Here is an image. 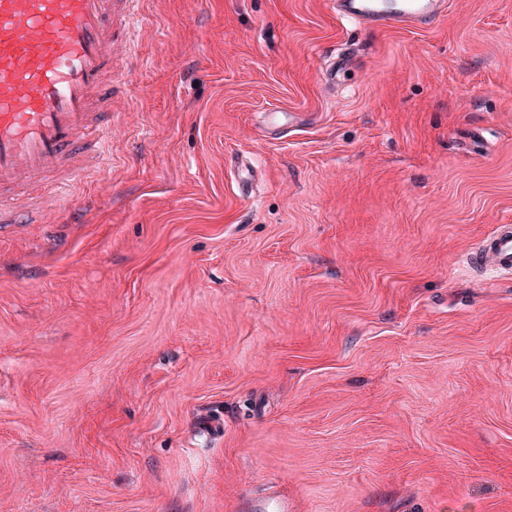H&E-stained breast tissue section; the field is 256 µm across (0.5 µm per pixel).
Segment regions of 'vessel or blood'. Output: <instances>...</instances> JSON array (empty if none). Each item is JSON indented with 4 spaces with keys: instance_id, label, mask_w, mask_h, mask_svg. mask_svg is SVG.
<instances>
[{
    "instance_id": "b4317fda",
    "label": "vessel or blood",
    "mask_w": 512,
    "mask_h": 512,
    "mask_svg": "<svg viewBox=\"0 0 512 512\" xmlns=\"http://www.w3.org/2000/svg\"><path fill=\"white\" fill-rule=\"evenodd\" d=\"M140 0H0V231L43 224L102 169L112 142L113 59L142 24ZM443 0H335L337 14L413 29ZM512 273V225L500 224L468 259ZM243 512H295L287 496L243 498Z\"/></svg>"
}]
</instances>
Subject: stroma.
Listing matches in <instances>:
<instances>
[{
	"mask_svg": "<svg viewBox=\"0 0 512 512\" xmlns=\"http://www.w3.org/2000/svg\"><path fill=\"white\" fill-rule=\"evenodd\" d=\"M446 2L142 0L109 166L0 236V512H512V0ZM344 19L385 29H413L441 12L442 0H336L331 2ZM468 262L485 275L512 273V225H497L470 254ZM251 512H295L296 505L288 496L274 493L262 499L245 497L242 499L240 509Z\"/></svg>",
	"mask_w": 512,
	"mask_h": 512,
	"instance_id": "35a3bbf8",
	"label": "stroma"
}]
</instances>
